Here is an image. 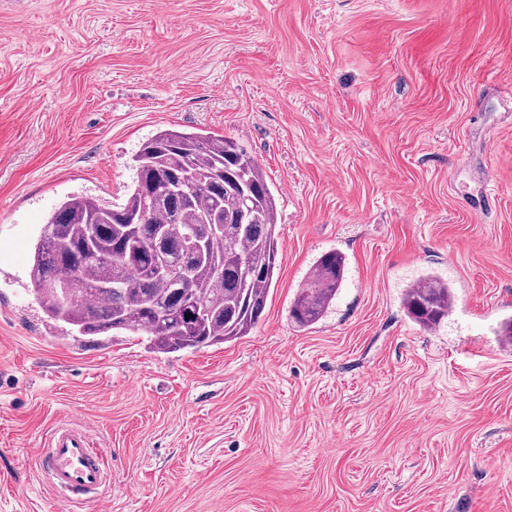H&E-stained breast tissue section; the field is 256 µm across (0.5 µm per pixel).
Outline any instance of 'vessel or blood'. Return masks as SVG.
<instances>
[{"mask_svg": "<svg viewBox=\"0 0 512 512\" xmlns=\"http://www.w3.org/2000/svg\"><path fill=\"white\" fill-rule=\"evenodd\" d=\"M39 460L61 504L110 484L104 455L92 448L87 432L74 424L63 423L51 430Z\"/></svg>", "mask_w": 512, "mask_h": 512, "instance_id": "vessel-or-blood-1", "label": "vessel or blood"}]
</instances>
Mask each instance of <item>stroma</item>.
<instances>
[{"label":"stroma","instance_id":"35a3bbf8","mask_svg":"<svg viewBox=\"0 0 512 512\" xmlns=\"http://www.w3.org/2000/svg\"><path fill=\"white\" fill-rule=\"evenodd\" d=\"M510 87L512 0H0V512H58L38 455L69 421L111 489L67 512H512ZM164 127L237 139L276 190L264 314L171 354L65 335L27 283L43 218L122 202ZM426 272L455 287L433 329L402 304ZM345 267V256L336 250L315 261L314 274L298 289L291 309V318L299 327H308L325 315L342 285Z\"/></svg>","mask_w":512,"mask_h":512}]
</instances>
